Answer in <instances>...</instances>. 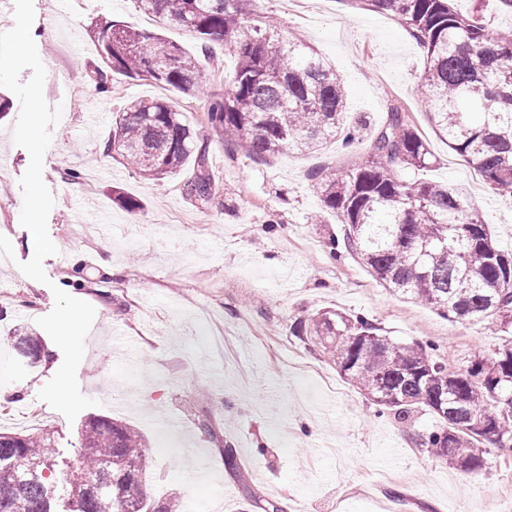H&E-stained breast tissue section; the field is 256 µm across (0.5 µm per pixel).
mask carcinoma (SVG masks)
Returning <instances> with one entry per match:
<instances>
[{
    "mask_svg": "<svg viewBox=\"0 0 512 512\" xmlns=\"http://www.w3.org/2000/svg\"><path fill=\"white\" fill-rule=\"evenodd\" d=\"M139 8L192 31L201 53L222 45L236 58L224 92L203 84L198 57L160 34L112 19L93 30L112 74L149 79L188 97H206V129L224 135L227 150L265 160L285 150L312 152L330 138L348 146L369 137L370 151L343 171L315 175L325 211L344 226L325 249L356 255L389 291L432 306L448 320L512 327V247L501 246L471 212L463 194L445 184L411 181L406 169L433 164L428 145L393 107L371 131L366 117L347 120L336 71L311 47L284 40L268 17L250 20L253 0H137ZM382 10L423 48L420 89L434 131L504 200L512 199V31H491L456 0H348ZM207 136L195 133L177 106L141 98L112 119L107 151L159 182L189 158L195 176L185 193L202 210L216 189ZM291 334L327 358L368 400L406 421L418 411L434 419L412 440L435 459L470 473L491 450L512 453V340L450 369L435 345L396 340L374 320L341 310L297 318ZM18 352L41 362L37 336L17 339ZM77 467L67 474L68 512H176L175 499L150 502L143 491L144 440L106 416L85 422ZM53 443L46 433L0 432V512H56L52 505Z\"/></svg>",
    "mask_w": 512,
    "mask_h": 512,
    "instance_id": "1",
    "label": "carcinoma"
}]
</instances>
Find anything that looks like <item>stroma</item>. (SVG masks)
<instances>
[{"label": "stroma", "mask_w": 512, "mask_h": 512, "mask_svg": "<svg viewBox=\"0 0 512 512\" xmlns=\"http://www.w3.org/2000/svg\"><path fill=\"white\" fill-rule=\"evenodd\" d=\"M33 2L44 98L61 111L44 156L43 180L55 200L48 231L68 260L45 258V284L18 268L34 252L21 223L19 184L30 156L12 137L19 101L0 87V187L8 194L0 234L14 251L13 258L0 256V389L7 392L0 431L53 437L58 512L67 500L64 473L95 415L142 432L147 496L179 497L185 512H243L254 494L290 512H507L512 457L490 454L476 474L436 461L411 439L431 424L430 415L402 423L377 415L351 386L330 392L323 380L336 378L334 365L307 353L290 333L295 318L339 308L375 320L394 339L437 341L455 368L503 340L387 291L352 254L335 259L325 252L324 237L344 227L331 216L312 223L322 205L311 175L365 157L368 141L348 147L335 139L315 153L286 150L260 162L228 153L222 138L210 136L217 195L201 212L183 191L194 163L154 183L105 145L114 112L130 100H170L201 132L204 98L118 74L110 94L97 93L93 71L101 60L89 29L112 18L160 32L193 54L194 33L143 13L135 0ZM253 9L276 17L284 37L315 48L336 69L350 116H366L376 127L392 105H403L435 157L416 179L462 188L492 236L512 245V203L485 186L428 121L418 88L424 52L409 32L384 12L355 10L345 0H255ZM71 171L78 179H68ZM118 192L140 209L118 204ZM105 220L117 228L112 240L78 232ZM105 257L119 276H104ZM56 287L96 311L77 380L97 404L72 421L38 397L63 361L36 323L52 310ZM19 334L39 335L51 361L32 368L16 357L11 338ZM157 415L177 428L156 426ZM222 441L234 446L242 477L225 470Z\"/></svg>", "instance_id": "obj_1"}]
</instances>
